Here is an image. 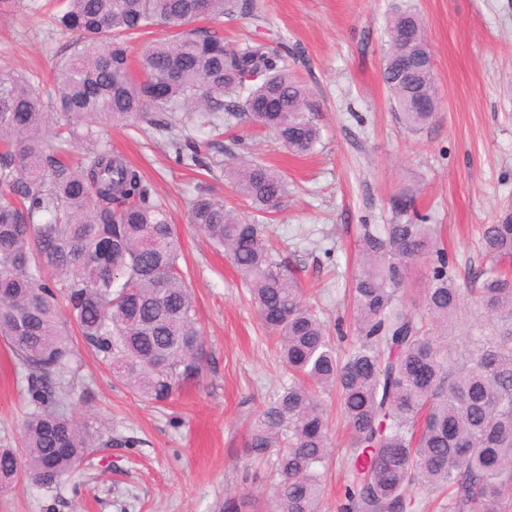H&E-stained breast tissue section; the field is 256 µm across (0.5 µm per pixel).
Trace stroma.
<instances>
[{
    "instance_id": "obj_1",
    "label": "stroma",
    "mask_w": 512,
    "mask_h": 512,
    "mask_svg": "<svg viewBox=\"0 0 512 512\" xmlns=\"http://www.w3.org/2000/svg\"><path fill=\"white\" fill-rule=\"evenodd\" d=\"M52 2L0 0V67L50 82L55 62L74 50L72 35L43 19ZM409 6L423 19L440 93L433 123L416 133L398 120L382 78L385 19ZM211 28L287 53L309 92L321 129L313 153L289 154L238 117L224 118L219 142L225 163L242 157L286 178L288 199L270 230L326 318L352 323L356 227L399 222L394 204L403 191L415 197L412 214L440 226L450 260L480 265L481 225L512 216V0H248ZM109 138L169 208L207 361L199 379L158 406L117 381L69 325L82 364L71 413L141 443L98 448L74 479L52 488L0 490V512H224L233 496L271 507V467L251 464L243 444L247 423L284 376L243 277L188 221L203 191L242 218L254 212L222 166L178 163L155 129L118 127ZM28 406L21 369L0 338V448L21 447ZM329 426L322 510L340 512L348 430L335 412Z\"/></svg>"
}]
</instances>
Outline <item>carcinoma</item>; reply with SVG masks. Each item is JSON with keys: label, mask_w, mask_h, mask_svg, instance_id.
<instances>
[{"label": "carcinoma", "mask_w": 512, "mask_h": 512, "mask_svg": "<svg viewBox=\"0 0 512 512\" xmlns=\"http://www.w3.org/2000/svg\"><path fill=\"white\" fill-rule=\"evenodd\" d=\"M238 8V0H59L53 23L76 36L77 50L57 66L50 111L40 82L0 67V335L29 396L23 453L0 448L1 489L20 476L51 488L95 448L139 443L122 434L96 442L65 414L80 365L62 310L113 377L154 403L199 377L207 359L165 206L103 130L133 120L162 127L178 160L208 169L221 161L202 160L200 144L181 138V112L214 130L220 114L242 113L296 155L320 141L288 56L193 26ZM155 27L179 33L151 42L133 68L129 40ZM386 33L384 81L405 128L421 130L434 112L417 102L438 101L433 65L400 77L391 66L430 51L423 21L400 11ZM74 121L87 143L75 164L65 158ZM226 172L257 213L288 196L283 175L263 164ZM189 218L247 278L287 377L244 445L255 459L276 449L273 512H321L332 389L350 436L341 512H426L436 490L447 494L442 512H512L511 217L481 229L489 267L472 271L468 288L436 225H358L354 336L342 353L341 328L330 336L306 304L267 225L207 193L191 201ZM419 265L430 277L416 312L404 293Z\"/></svg>", "instance_id": "cac0c4a2"}]
</instances>
